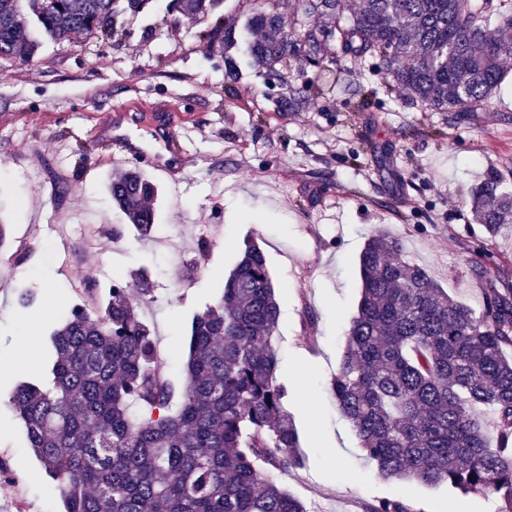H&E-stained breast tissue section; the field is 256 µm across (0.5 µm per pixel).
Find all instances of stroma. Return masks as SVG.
Instances as JSON below:
<instances>
[{
	"label": "stroma",
	"instance_id": "obj_1",
	"mask_svg": "<svg viewBox=\"0 0 512 512\" xmlns=\"http://www.w3.org/2000/svg\"><path fill=\"white\" fill-rule=\"evenodd\" d=\"M151 0L101 40L74 34L29 63L0 59V512H62L55 480L29 447L8 398L44 372L46 337L76 304L92 305L116 274L147 271L145 315L175 388L193 317L223 290L245 242L263 249L280 305L277 381L298 430L302 470L274 478L309 512H362L390 497L424 512H499L498 499L382 479L330 391L361 292L357 260L373 234L402 239L451 296L480 309L512 269V228L487 241L470 190L497 176L512 187V56L484 112H423L387 94L379 67L360 96L353 76L297 112L278 111L261 70L204 50L212 20ZM128 101L176 105L196 164L179 186L155 175L164 234L138 238L106 192L128 165L103 157L95 125ZM210 244L197 255L200 240ZM31 293V307L18 295ZM31 367L11 369L20 348Z\"/></svg>",
	"mask_w": 512,
	"mask_h": 512
}]
</instances>
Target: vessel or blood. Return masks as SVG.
Here are the masks:
<instances>
[{"label": "vessel or blood", "mask_w": 512, "mask_h": 512, "mask_svg": "<svg viewBox=\"0 0 512 512\" xmlns=\"http://www.w3.org/2000/svg\"><path fill=\"white\" fill-rule=\"evenodd\" d=\"M132 126L147 128L152 137L151 143L134 142L128 132ZM184 128L185 123L174 106L164 105L159 112L148 114L141 108L129 105L125 108L122 121L98 126L94 137L110 155L127 162L148 156L154 149H164V159L154 162L152 168L176 182L183 179L187 169L194 164L193 157L182 145Z\"/></svg>", "instance_id": "b4317fda"}]
</instances>
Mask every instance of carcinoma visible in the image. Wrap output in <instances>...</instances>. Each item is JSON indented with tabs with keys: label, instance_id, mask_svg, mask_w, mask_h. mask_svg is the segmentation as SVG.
<instances>
[{
	"label": "carcinoma",
	"instance_id": "cac0c4a2",
	"mask_svg": "<svg viewBox=\"0 0 512 512\" xmlns=\"http://www.w3.org/2000/svg\"><path fill=\"white\" fill-rule=\"evenodd\" d=\"M150 0H0V59L33 60L41 39L113 34L117 18ZM220 0H171L206 17ZM291 19L293 32L284 31ZM240 47L253 67L286 74L274 99L297 111L336 87L341 58L356 72L379 60L389 90L425 112H482L512 55V0H282L254 5L205 51ZM112 205L141 238L155 230L157 188L143 172L111 180ZM472 215L489 235L512 227V189L490 176L472 190ZM357 314L331 391L361 450L385 480L498 497L512 512V288L484 289L475 314L405 257L402 242L373 236L359 255ZM150 275L113 280L105 303L75 305L50 335L46 386L20 384L9 404L44 472L60 480L64 512H309L270 478L305 466L276 382L279 303L261 247L244 245L221 295L194 316L177 406L167 363L143 308ZM492 411V428L475 419ZM363 512H424L376 498Z\"/></svg>",
	"mask_w": 512,
	"mask_h": 512
}]
</instances>
